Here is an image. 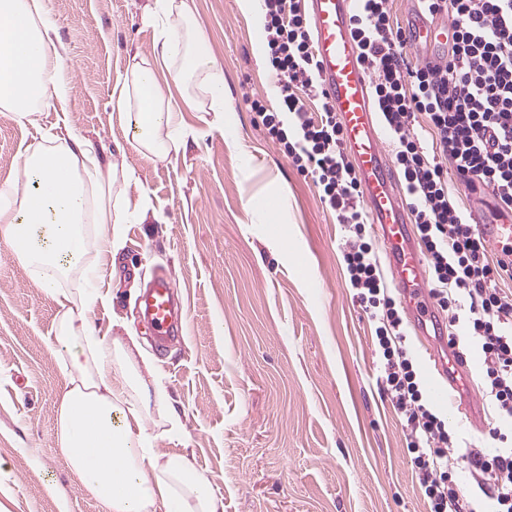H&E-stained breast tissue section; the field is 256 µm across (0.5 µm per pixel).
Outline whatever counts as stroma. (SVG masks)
Listing matches in <instances>:
<instances>
[{"label":"stroma","mask_w":512,"mask_h":512,"mask_svg":"<svg viewBox=\"0 0 512 512\" xmlns=\"http://www.w3.org/2000/svg\"><path fill=\"white\" fill-rule=\"evenodd\" d=\"M149 0H46L66 48L71 126L106 154L126 145L130 203L117 255L98 257L100 331L135 329L184 434L185 453L223 497L224 512H429L406 458V429L382 383L372 326L342 269L349 238L316 188L247 103L277 102L256 53L261 29L236 0H192L194 21L224 70L233 109L194 112L179 94L186 146L159 159L128 147L112 91L133 55L153 58ZM36 124L0 115V183L21 180L27 152L54 145L57 102ZM285 198L282 222L262 214ZM177 287L185 332L158 351L138 301L157 275ZM57 307L0 249V506L5 512H102L55 446L67 376L49 336Z\"/></svg>","instance_id":"1"}]
</instances>
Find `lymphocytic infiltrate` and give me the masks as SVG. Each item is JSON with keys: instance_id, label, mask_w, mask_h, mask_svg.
<instances>
[{"instance_id": "f902f5d3", "label": "lymphocytic infiltrate", "mask_w": 512, "mask_h": 512, "mask_svg": "<svg viewBox=\"0 0 512 512\" xmlns=\"http://www.w3.org/2000/svg\"><path fill=\"white\" fill-rule=\"evenodd\" d=\"M262 2L278 103L253 98L250 109L351 232L343 266L373 326L382 381L406 428L409 463L430 512H512V291L500 286L512 279V247L491 252L448 186L456 177L472 195L492 198L495 219L512 217V0H414L425 19L448 25L430 66L408 60L417 35L394 21L390 0H358L351 16L372 101L395 144L393 163L423 246L430 296L448 318L449 344L467 345L482 358L489 434L498 443L493 452L449 425L424 384L403 307L379 267L339 118L320 82L304 0ZM420 119L423 138L414 131ZM452 448L463 449V467L449 463ZM463 469L483 501L464 495Z\"/></svg>"}]
</instances>
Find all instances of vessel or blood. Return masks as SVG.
I'll return each mask as SVG.
<instances>
[{
  "instance_id": "vessel-or-blood-1",
  "label": "vessel or blood",
  "mask_w": 512,
  "mask_h": 512,
  "mask_svg": "<svg viewBox=\"0 0 512 512\" xmlns=\"http://www.w3.org/2000/svg\"><path fill=\"white\" fill-rule=\"evenodd\" d=\"M357 6V0H307L322 85L335 105L345 148L361 180L400 297L417 336L436 351L429 376L431 400L444 407L454 395H461L469 418L479 425L483 411L474 398L468 367L459 361L457 350L449 346L447 337L432 336L427 330L428 323L437 317L429 300L428 268L411 233L405 205L387 175L388 160L377 132L378 118L368 76L350 30V16ZM476 229L492 249L512 242V224L483 222ZM143 308L161 341L182 332L185 317L175 304L172 284L166 277L154 278L144 295Z\"/></svg>"
}]
</instances>
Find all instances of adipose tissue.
<instances>
[{
  "label": "adipose tissue",
  "instance_id": "1",
  "mask_svg": "<svg viewBox=\"0 0 512 512\" xmlns=\"http://www.w3.org/2000/svg\"><path fill=\"white\" fill-rule=\"evenodd\" d=\"M145 19L158 34L156 59L133 60L112 103L131 146L163 159L184 145L170 88L197 112L221 114L232 104L189 0H152ZM64 52L45 0H0V112L31 123L52 97L66 127L57 144L26 155L28 187L0 190V248L58 306L51 346L68 382L56 409V448L104 512H224L187 455L157 446L183 424L159 382L145 378L155 370L152 356L134 331L99 333L90 316L102 297L90 285L94 255L117 253L121 224L145 219L148 207L124 199L126 164L98 154L69 127Z\"/></svg>",
  "mask_w": 512,
  "mask_h": 512
}]
</instances>
